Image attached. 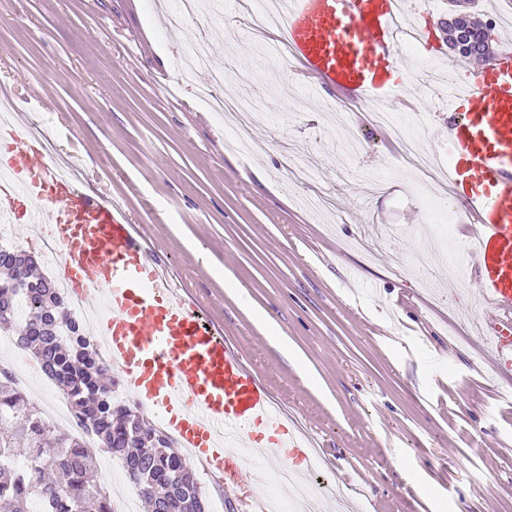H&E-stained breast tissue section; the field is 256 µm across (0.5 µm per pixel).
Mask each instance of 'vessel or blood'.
<instances>
[{
	"label": "vessel or blood",
	"instance_id": "b4317fda",
	"mask_svg": "<svg viewBox=\"0 0 512 512\" xmlns=\"http://www.w3.org/2000/svg\"><path fill=\"white\" fill-rule=\"evenodd\" d=\"M282 43L307 87L355 99L424 90L414 75L392 82L397 46L411 35L408 0H278ZM448 184L464 208L468 267L493 317L482 327L499 371H512V54L478 69L448 94ZM0 220L47 231L61 250L63 276L95 310V328L127 390L162 410L181 447L234 490L229 512H268L257 471L241 444L313 469L305 440L289 437L269 387L177 293L148 257L117 203L63 173L35 129L0 124Z\"/></svg>",
	"mask_w": 512,
	"mask_h": 512
}]
</instances>
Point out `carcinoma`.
I'll list each match as a JSON object with an SVG mask.
<instances>
[{
    "instance_id": "obj_1",
    "label": "carcinoma",
    "mask_w": 512,
    "mask_h": 512,
    "mask_svg": "<svg viewBox=\"0 0 512 512\" xmlns=\"http://www.w3.org/2000/svg\"><path fill=\"white\" fill-rule=\"evenodd\" d=\"M477 45L467 58L487 56L483 26L469 21ZM0 250V330L18 327L20 345L35 355L43 370L64 384L76 410L93 420L102 447L119 457L139 488L149 512H204L196 474L173 451L169 436L131 408L109 396L112 377L97 362L94 343L70 315L60 292L27 259L15 273ZM21 394L0 388V507L5 512H85L94 502L105 512L109 494L91 476L84 443L48 425L40 408L24 412Z\"/></svg>"
}]
</instances>
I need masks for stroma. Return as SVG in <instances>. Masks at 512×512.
<instances>
[{
  "label": "stroma",
  "mask_w": 512,
  "mask_h": 512,
  "mask_svg": "<svg viewBox=\"0 0 512 512\" xmlns=\"http://www.w3.org/2000/svg\"><path fill=\"white\" fill-rule=\"evenodd\" d=\"M218 2L172 33L158 19L180 0H0V94L123 206L150 258L269 386L289 434L311 439L315 512L339 497L360 512H512V372L477 334L491 311L476 284L439 277L459 209L403 148L414 138L447 156L444 101L428 91L409 126L386 98L393 122L377 127L373 100H350L336 126V99L307 97L269 45L230 38L243 15ZM204 34L215 55L178 82ZM214 71L262 121L240 130L204 107ZM296 151L318 161L305 188L281 164ZM312 191L335 210L306 208ZM89 455L109 495L139 496L120 459Z\"/></svg>",
  "instance_id": "stroma-1"
}]
</instances>
